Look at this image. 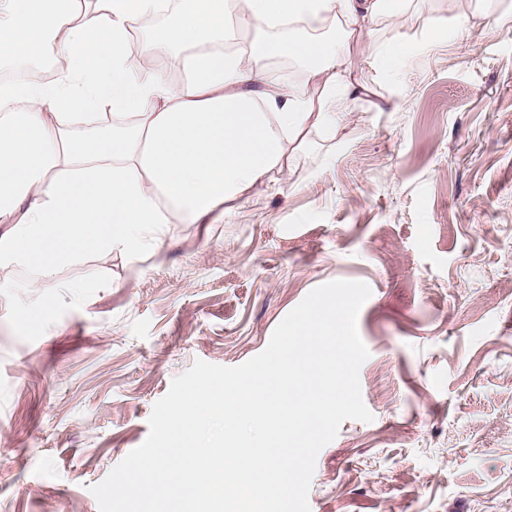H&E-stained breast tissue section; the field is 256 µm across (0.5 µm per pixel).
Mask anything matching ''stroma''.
Wrapping results in <instances>:
<instances>
[{
	"label": "stroma",
	"instance_id": "1",
	"mask_svg": "<svg viewBox=\"0 0 512 512\" xmlns=\"http://www.w3.org/2000/svg\"><path fill=\"white\" fill-rule=\"evenodd\" d=\"M512 0H414L349 53L369 87L274 180L166 225L136 258L83 253L42 287L0 267V512L90 493L195 360L238 366L316 286L367 283L371 422L318 454L311 512H512ZM460 18L431 43L429 21ZM416 48L395 71L378 50ZM80 284L72 293L70 284Z\"/></svg>",
	"mask_w": 512,
	"mask_h": 512
}]
</instances>
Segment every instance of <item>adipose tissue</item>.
<instances>
[{
    "instance_id": "obj_1",
    "label": "adipose tissue",
    "mask_w": 512,
    "mask_h": 512,
    "mask_svg": "<svg viewBox=\"0 0 512 512\" xmlns=\"http://www.w3.org/2000/svg\"><path fill=\"white\" fill-rule=\"evenodd\" d=\"M57 0H0V60L24 47H60L67 66L50 85L0 86V266H36L38 287L85 244L128 257L162 245L170 210L199 221L242 199L283 165L309 127H335L358 89L344 52L397 18L409 0H181L171 25L141 43L136 17L162 0H97L92 21L58 22ZM257 34L224 49V29ZM301 29L288 41L276 30ZM170 57L185 87L137 69L140 53ZM306 61L311 98L277 78L270 61ZM133 122L73 136L101 105Z\"/></svg>"
}]
</instances>
